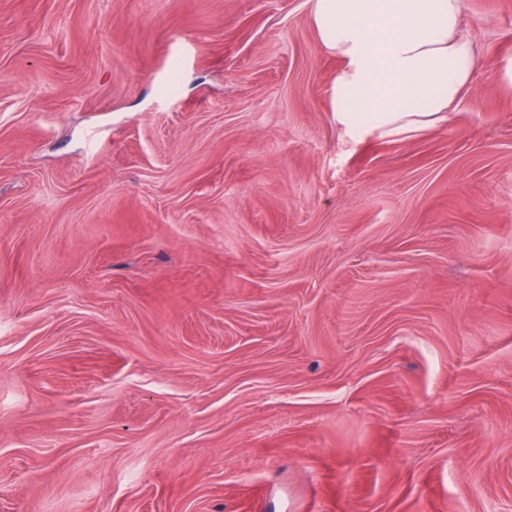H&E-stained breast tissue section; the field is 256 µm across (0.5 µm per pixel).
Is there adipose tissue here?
<instances>
[{"label": "adipose tissue", "instance_id": "1", "mask_svg": "<svg viewBox=\"0 0 512 512\" xmlns=\"http://www.w3.org/2000/svg\"><path fill=\"white\" fill-rule=\"evenodd\" d=\"M310 5L322 47L340 62L330 105L348 141H404L447 124L480 64L462 0Z\"/></svg>", "mask_w": 512, "mask_h": 512}]
</instances>
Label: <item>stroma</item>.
<instances>
[{
  "label": "stroma",
  "mask_w": 512,
  "mask_h": 512,
  "mask_svg": "<svg viewBox=\"0 0 512 512\" xmlns=\"http://www.w3.org/2000/svg\"><path fill=\"white\" fill-rule=\"evenodd\" d=\"M462 2L447 125L353 144L309 0H0V512H512V0Z\"/></svg>",
  "instance_id": "obj_1"
}]
</instances>
